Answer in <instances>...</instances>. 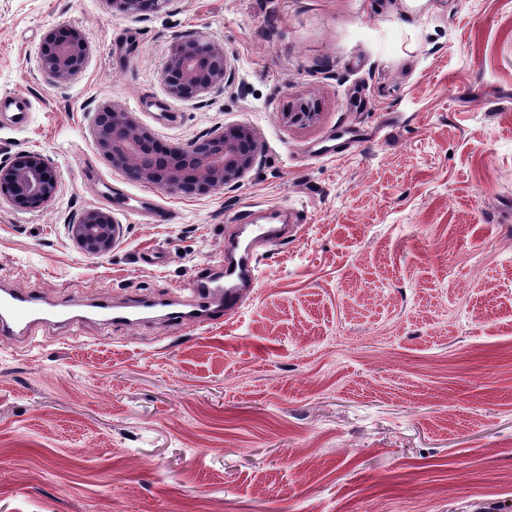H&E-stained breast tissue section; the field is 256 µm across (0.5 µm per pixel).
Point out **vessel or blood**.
Wrapping results in <instances>:
<instances>
[{
	"label": "vessel or blood",
	"instance_id": "obj_1",
	"mask_svg": "<svg viewBox=\"0 0 512 512\" xmlns=\"http://www.w3.org/2000/svg\"><path fill=\"white\" fill-rule=\"evenodd\" d=\"M30 119V102L26 97L0 94L1 124L24 128ZM292 217V210L284 205L241 209L233 217L245 242L241 255L225 253L223 259L211 264L207 276L193 279L187 296L162 300L132 297L114 304L100 300L88 304L86 312L103 321L127 326L156 313L164 319L196 327L217 323L241 309L249 288L259 278L255 245L287 238L295 229ZM70 320L67 310L38 294L0 283V338L25 335L40 324Z\"/></svg>",
	"mask_w": 512,
	"mask_h": 512
}]
</instances>
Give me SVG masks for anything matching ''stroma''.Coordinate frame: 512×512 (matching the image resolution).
Wrapping results in <instances>:
<instances>
[{
	"label": "stroma",
	"instance_id": "35a3bbf8",
	"mask_svg": "<svg viewBox=\"0 0 512 512\" xmlns=\"http://www.w3.org/2000/svg\"><path fill=\"white\" fill-rule=\"evenodd\" d=\"M61 26L89 50L57 83L40 53ZM185 37L223 44L231 78L179 100L161 75ZM5 92L32 116L0 127V161L59 176L36 208L0 192L14 286L168 296L223 256L238 210L299 218L223 322L0 339V512H512V0H0ZM308 101L316 121L289 124ZM110 102L164 143L250 125L257 162L234 187L158 190L168 219L145 223L84 178L149 190L96 146ZM329 138L337 156L310 154ZM94 208L122 226L105 256L67 233Z\"/></svg>",
	"mask_w": 512,
	"mask_h": 512
}]
</instances>
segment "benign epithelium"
Listing matches in <instances>:
<instances>
[{"label":"benign epithelium","instance_id":"1","mask_svg":"<svg viewBox=\"0 0 512 512\" xmlns=\"http://www.w3.org/2000/svg\"><path fill=\"white\" fill-rule=\"evenodd\" d=\"M170 0H113L130 14L158 11ZM87 44L83 33L73 27L49 31L41 46L44 68L57 82H65L83 69ZM224 46L212 40L185 38L171 46L163 70L166 93L173 99L200 96L228 81ZM104 119L94 124L98 150L112 168L157 188L205 193L237 185L253 168L258 155V139L247 124H237L204 139L205 150L193 164H184V155L196 149L194 142L159 144L154 133L134 113L112 104L103 107ZM58 175L38 153L21 154L0 162V191L13 202L39 207L56 194ZM71 239L86 254L103 256L112 251L121 233L112 214L89 209L68 225Z\"/></svg>","mask_w":512,"mask_h":512}]
</instances>
